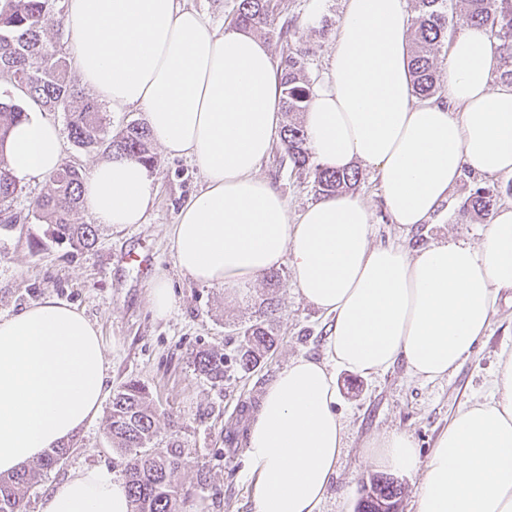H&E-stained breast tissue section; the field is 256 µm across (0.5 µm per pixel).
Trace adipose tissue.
Listing matches in <instances>:
<instances>
[{
	"label": "adipose tissue",
	"mask_w": 512,
	"mask_h": 512,
	"mask_svg": "<svg viewBox=\"0 0 512 512\" xmlns=\"http://www.w3.org/2000/svg\"><path fill=\"white\" fill-rule=\"evenodd\" d=\"M406 0H345L324 81L304 127L314 157L379 176L392 220L428 223L466 172L512 175V85H495L497 43L465 24L442 97L416 100ZM70 55L82 84L112 109L143 110L152 137L190 159L204 186L171 232L178 269L201 284L245 288L288 266L297 292L335 324L323 360H292L265 389L248 430L255 512H319L345 447L336 371L378 375L404 364L418 379L456 371L512 289V204L479 242L415 250L373 242L372 213L335 194L298 216L258 174L281 121L280 72L253 35L221 30L180 0H67ZM17 179L63 161L59 126L39 113L13 127ZM155 196L148 168L127 158L93 167L82 185L99 224H142ZM103 343L72 305L46 296L0 316V473L36 461L89 427L106 395ZM384 469L421 471L416 512H512V355L492 391L458 410L427 461L413 438L370 440ZM40 512H130L123 479L84 468L56 484Z\"/></svg>",
	"instance_id": "obj_1"
}]
</instances>
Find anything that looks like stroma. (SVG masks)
Here are the masks:
<instances>
[{
    "label": "stroma",
    "mask_w": 512,
    "mask_h": 512,
    "mask_svg": "<svg viewBox=\"0 0 512 512\" xmlns=\"http://www.w3.org/2000/svg\"><path fill=\"white\" fill-rule=\"evenodd\" d=\"M273 33L264 40L273 60L283 51L301 54L305 76L317 80L335 49L344 0H272ZM152 169L156 193L143 224L96 227L90 251H77L51 239L46 224L36 220L31 204L45 194V179L24 181L11 204V216L0 221V315H12L50 295L65 301L99 327L107 365L106 387L115 391L128 380L145 385L159 437L176 436L185 448L180 480L190 489L182 512H254L252 478L245 446L232 447L229 435L246 436L265 388L298 356L322 359L332 320L306 302L293 288L289 268L277 272L278 286L260 279L249 288L228 292L220 285L200 284L175 264L170 231L189 197L203 185L187 158L156 151ZM260 173L282 194L290 215L317 201L309 173L293 170L281 141H274ZM489 188L498 204L512 202V179L465 176L452 191L447 207L431 223L407 232L385 210L374 170L360 167L355 195L372 211L374 241L403 242L416 249L448 237L478 241L484 222L463 223L462 204L475 187ZM149 256V272H141L129 254ZM170 279L175 302L169 316L155 318L149 292L154 275ZM272 299L268 323L279 343L250 372L233 357L243 344L242 331L259 318L263 299ZM217 349L226 354L224 381L215 384L195 372L193 353ZM512 350V292L502 293L487 335L472 356L448 377L425 382L405 365L362 377L336 372L337 411L345 425L346 447L336 464L320 512H356L363 482L377 470L365 456L376 435L403 431L412 436L420 460H427L438 435L460 406L483 400L502 352ZM106 413L75 437L76 449L61 467L40 477L30 496L29 512L54 483L81 468L119 471L120 459L105 432Z\"/></svg>",
    "instance_id": "stroma-1"
}]
</instances>
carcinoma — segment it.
<instances>
[{"label": "carcinoma", "mask_w": 512, "mask_h": 512, "mask_svg": "<svg viewBox=\"0 0 512 512\" xmlns=\"http://www.w3.org/2000/svg\"><path fill=\"white\" fill-rule=\"evenodd\" d=\"M469 22L484 26L498 41L501 66L497 79L512 84V0H455ZM271 0H240L234 20L236 27L263 33L270 25ZM411 19L414 48L410 73L414 92L422 98L443 94L435 51L448 38L447 0H414ZM65 27L64 14L54 0H0V76L9 81L29 106L67 116L69 138L74 146L99 150L113 158H129L152 166L151 134L145 123L133 122L115 136L107 131V115L101 105L70 80L68 65L61 55L56 36ZM283 107L288 113L303 112L312 84L303 79V62L298 53L288 52L280 65ZM25 109L13 100H0V208L8 209L21 192L20 181L11 171L6 146L11 128ZM280 140L293 167L312 174L315 191L333 195L359 181L354 169L336 171L312 165L308 137L303 126L285 124ZM49 191L33 202L32 213L48 224L50 237L66 242L77 251L89 250L96 242L91 224L76 218L82 208V172L68 162L47 176ZM495 205L494 194L477 187L462 205L471 217L487 218ZM245 344L237 354V364L248 373L277 343L272 329L262 320L247 326ZM194 370L213 383L224 381V354L214 350L197 352ZM144 385L125 382L112 395L107 434L123 460L122 475L130 499V512H181L188 495L179 481L184 448L170 437L157 439L154 417ZM70 445L44 455L21 470L0 475V512H28L30 492L43 472L56 467L54 457H66ZM402 487L387 476H377L363 486L357 512H399Z\"/></svg>", "instance_id": "cac0c4a2"}]
</instances>
